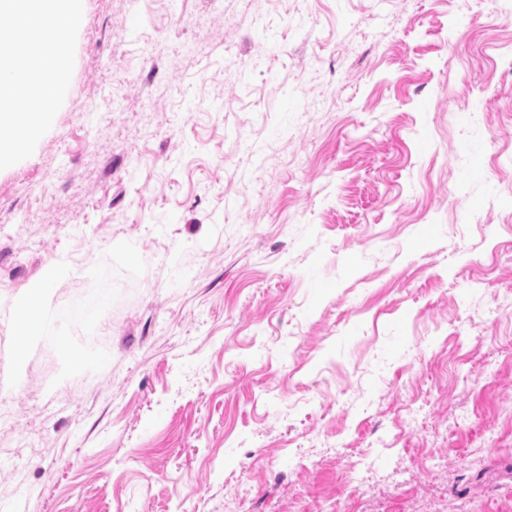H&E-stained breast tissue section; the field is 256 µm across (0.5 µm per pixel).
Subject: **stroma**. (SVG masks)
I'll list each match as a JSON object with an SVG mask.
<instances>
[{"label": "stroma", "instance_id": "stroma-1", "mask_svg": "<svg viewBox=\"0 0 512 512\" xmlns=\"http://www.w3.org/2000/svg\"><path fill=\"white\" fill-rule=\"evenodd\" d=\"M502 7L85 0L0 170V504L512 512ZM45 277L109 299L36 339Z\"/></svg>", "mask_w": 512, "mask_h": 512}]
</instances>
